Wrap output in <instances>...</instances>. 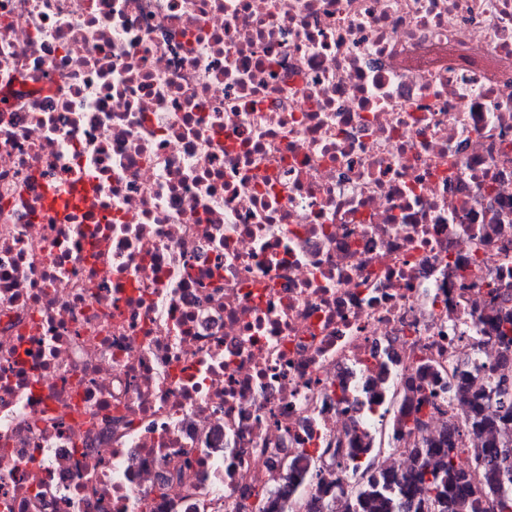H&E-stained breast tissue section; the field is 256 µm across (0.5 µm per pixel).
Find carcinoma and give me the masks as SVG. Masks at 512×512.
Masks as SVG:
<instances>
[{
    "label": "carcinoma",
    "mask_w": 512,
    "mask_h": 512,
    "mask_svg": "<svg viewBox=\"0 0 512 512\" xmlns=\"http://www.w3.org/2000/svg\"><path fill=\"white\" fill-rule=\"evenodd\" d=\"M486 289L490 307L482 324L502 349L501 365L477 367L475 378L452 369L453 398L467 412L440 439L424 437L409 449L407 471L374 467L368 434L349 431L337 440L330 466L310 472L293 460L279 475L274 498L258 492L238 512H279L305 484L313 490L306 512H327L326 497L337 494L346 495L345 512H512V298L495 282ZM435 381V373L420 369L407 379L397 432H424L435 409ZM343 470L361 473L355 490L338 482Z\"/></svg>",
    "instance_id": "obj_1"
}]
</instances>
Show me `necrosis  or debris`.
I'll return each instance as SVG.
<instances>
[{"label": "necrosis or debris", "instance_id": "obj_1", "mask_svg": "<svg viewBox=\"0 0 512 512\" xmlns=\"http://www.w3.org/2000/svg\"><path fill=\"white\" fill-rule=\"evenodd\" d=\"M508 240L512 0H0V512H236L354 427L406 469ZM436 375L417 367L405 384L407 396L401 403V425L398 433H423L435 407ZM415 391V393H414Z\"/></svg>", "mask_w": 512, "mask_h": 512}]
</instances>
